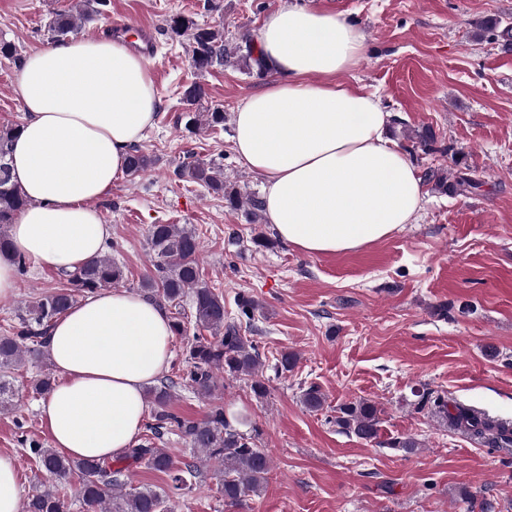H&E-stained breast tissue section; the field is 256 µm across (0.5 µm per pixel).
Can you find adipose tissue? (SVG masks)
Instances as JSON below:
<instances>
[{
  "label": "adipose tissue",
  "instance_id": "adipose-tissue-1",
  "mask_svg": "<svg viewBox=\"0 0 512 512\" xmlns=\"http://www.w3.org/2000/svg\"><path fill=\"white\" fill-rule=\"evenodd\" d=\"M258 50L275 80L233 116V149L264 181L276 237L310 255L353 252L416 223L424 178L385 135L379 97L339 83L365 35L318 5L280 0L263 18ZM14 91L25 118L10 154L27 206L0 255V302L17 288L13 255L35 268L73 271L112 236L98 201L126 173L133 145L161 98L143 56L124 38H70L27 53ZM173 332L164 307L125 289H102L52 323L44 349L59 376L40 413L56 448L116 459L147 415L146 387L168 368Z\"/></svg>",
  "mask_w": 512,
  "mask_h": 512
}]
</instances>
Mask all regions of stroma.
Masks as SVG:
<instances>
[{
	"instance_id": "obj_1",
	"label": "stroma",
	"mask_w": 512,
	"mask_h": 512,
	"mask_svg": "<svg viewBox=\"0 0 512 512\" xmlns=\"http://www.w3.org/2000/svg\"><path fill=\"white\" fill-rule=\"evenodd\" d=\"M312 1L365 32V50L341 80L379 96L394 115L389 135L414 166L451 179L466 172L481 183L469 195L427 183L419 223L344 254L308 255L278 241L255 247V235L272 232L265 216L230 209L175 174L187 156L212 160L227 183L262 196V178L231 148V122L273 74L234 60L198 72L191 40L173 34L170 23L182 16L199 28L220 27L227 43L241 45L255 41L279 0H109L78 31L96 38L118 22L144 23L155 39L148 64L162 106L141 142L155 163L121 178L98 205L112 227L105 253L123 267V289L142 292L152 274L151 225H188L226 312L235 314L241 293L258 303L247 336L264 360L284 350L298 356L262 398L244 380H218L209 397L178 389L172 408L181 416L199 420L216 405L230 418L248 415L273 465L261 493L242 505L224 503L208 467L202 483L172 505L175 512H481L486 498L498 512H512V450L454 430L420 403L430 392L512 423V50L479 28L488 19L512 24V0H297ZM72 2L0 0V39L16 48L14 58L0 57V125L23 123L14 93L18 59L52 42L53 19ZM195 81L207 90L202 110H223V125L186 128L180 97ZM427 131L428 149L420 143ZM61 284L57 272L28 268L15 297L0 303V335L26 303ZM489 346L497 357L486 356ZM45 369L29 360L15 370V407L0 411V452L15 455L28 489L53 483L20 443L24 436L51 441L31 389ZM313 384L325 396L317 412L301 402ZM363 398L382 410L372 442L329 421L337 405ZM397 437L415 439L418 450L385 448Z\"/></svg>"
}]
</instances>
